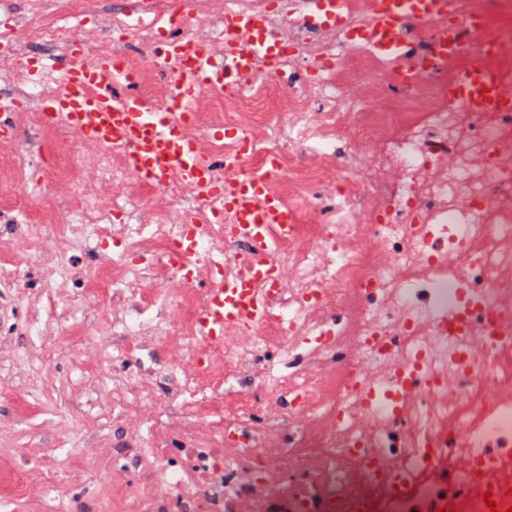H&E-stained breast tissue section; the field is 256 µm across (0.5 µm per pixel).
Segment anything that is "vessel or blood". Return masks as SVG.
I'll use <instances>...</instances> for the list:
<instances>
[{"instance_id":"obj_1","label":"vessel or blood","mask_w":512,"mask_h":512,"mask_svg":"<svg viewBox=\"0 0 512 512\" xmlns=\"http://www.w3.org/2000/svg\"><path fill=\"white\" fill-rule=\"evenodd\" d=\"M313 24L338 25L345 19V0H312ZM453 0H374L369 25L359 36L374 51L384 56L400 57L412 46L401 37L406 22H430L438 26L437 51H457L461 38L448 20ZM255 30L254 39L239 43L240 29ZM227 59L213 58L204 45L186 41L162 40L156 63L178 65V112H161L137 97L114 98L113 87L130 83L128 73L111 57L95 58L93 64L73 60L65 64L37 61L31 75L53 77L64 86L63 97L43 105L46 117L65 118L83 129L94 144L123 143L131 148L136 172L142 181L154 185L166 182L171 168L199 183L216 219H223L225 209H232L238 223L244 224L252 241L255 259L249 278L233 280L217 289L200 317L201 334L214 339L224 334L230 321L262 323L270 309L267 295L258 291L256 282L276 287L278 274L270 254L280 238L296 222L294 210L266 192L274 166H266L230 183L213 181L208 167L196 156L192 143L185 139L182 127L190 119L193 102L202 89L234 81L244 70L258 66L274 69L278 54L264 33L258 32L254 18L229 13L224 17ZM449 99L472 112H485L502 105V94L493 73L476 67L462 73L448 87Z\"/></svg>"}]
</instances>
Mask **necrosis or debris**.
I'll return each mask as SVG.
<instances>
[{
    "mask_svg": "<svg viewBox=\"0 0 512 512\" xmlns=\"http://www.w3.org/2000/svg\"><path fill=\"white\" fill-rule=\"evenodd\" d=\"M304 0H190L182 24L169 0L113 14V53L135 96L163 112L174 73L152 62L167 32L225 55L206 21L226 12L260 20L281 48L256 70L201 91L184 128L217 179L274 161L269 193L308 202L273 256L283 273L274 315L204 339L209 291L251 258L217 223L195 184L173 173L140 182L121 146L98 147L100 176L70 223L30 212L0 262V286L19 276L30 224L56 240L48 290L76 274L62 258L79 242L120 241L127 257L87 280L102 313H121L112 346L123 358L164 346L170 379L151 399L153 366L114 382L125 424L112 451V512H512V107L470 112L450 101L459 72L486 66L512 95V42L472 28V0H455L460 50L425 73L434 93L405 87L402 60L350 43L373 0H347L345 29L308 23ZM70 47L50 21L0 27V79L20 80L18 47ZM132 43L140 52H129ZM287 141L264 145L265 130ZM226 129L223 137L215 129ZM157 197L144 223L111 219L124 195ZM199 255L175 260L182 224ZM171 297L156 306L157 290Z\"/></svg>",
    "mask_w": 512,
    "mask_h": 512,
    "instance_id": "1",
    "label": "necrosis or debris"
}]
</instances>
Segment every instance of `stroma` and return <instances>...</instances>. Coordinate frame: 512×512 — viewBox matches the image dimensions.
<instances>
[{"label":"stroma","instance_id":"1","mask_svg":"<svg viewBox=\"0 0 512 512\" xmlns=\"http://www.w3.org/2000/svg\"><path fill=\"white\" fill-rule=\"evenodd\" d=\"M7 9L32 22L42 10L76 38L85 35L68 0H0V12ZM21 150L33 162L27 180L21 186L0 183V196H23L33 211L54 207L59 222H68V198L42 180L39 164L86 162L90 145L68 151L55 140L30 134ZM43 273L40 267L25 269L12 290V301H0V455L24 463L31 491L43 499L46 512H76L77 495L93 499L97 512H111L106 477L95 468L83 438L96 436L106 448L119 438L122 423L113 413L112 381L127 376L129 369L115 361L112 322L99 316L85 281H69L67 296L61 299L46 290ZM35 317L42 328L32 334L27 326ZM74 327L93 339L95 363H87L71 348L67 334ZM22 398L29 409L20 417L16 405ZM61 481L69 483L71 496L58 493Z\"/></svg>","mask_w":512,"mask_h":512}]
</instances>
